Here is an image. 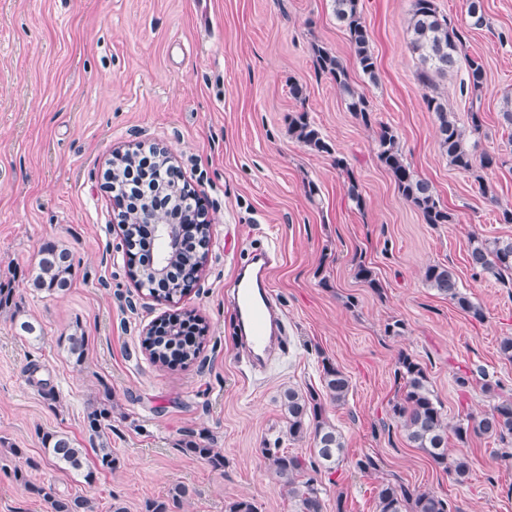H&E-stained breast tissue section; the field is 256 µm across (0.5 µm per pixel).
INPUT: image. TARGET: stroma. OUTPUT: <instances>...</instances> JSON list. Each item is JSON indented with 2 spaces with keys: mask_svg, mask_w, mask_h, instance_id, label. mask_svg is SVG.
Wrapping results in <instances>:
<instances>
[{
  "mask_svg": "<svg viewBox=\"0 0 512 512\" xmlns=\"http://www.w3.org/2000/svg\"><path fill=\"white\" fill-rule=\"evenodd\" d=\"M435 4L467 30L462 61L439 90L460 122L480 113L482 130L469 138L476 152L501 153L512 139L500 115L512 98V0H484L481 29L469 28L466 0ZM361 5L373 81L357 67L331 0H0V284L43 327L39 337L22 336L0 317V512H53L28 491L31 482L90 498L98 512L116 497L143 512L178 483L193 490L182 512H224L243 496L258 512H295L260 450L280 437L288 452L311 454V439L286 440L278 396L287 385L321 390L326 360L351 387L345 404L324 403L346 442L336 472L316 475L325 512H376L386 481L433 492L454 512H512V438L472 439L471 472L460 484L412 447L393 411L402 351L426 369L449 422L512 396V362L498 351L500 337L512 335V288L473 279L467 263L471 236L512 238V224L499 221L512 208V162L484 170L492 200L449 165L409 48L412 0ZM316 43L343 60L370 102L371 125L318 73ZM468 56L485 70L473 93L461 89ZM296 84L304 98H294ZM301 111L347 157L364 209L348 201L331 159L291 135L289 117ZM381 123L397 131L407 163L432 183L453 223L426 224L401 198L376 157ZM140 144L175 159L212 224L199 281L170 301L129 277L104 187L113 153ZM49 241L73 259L70 287L53 294L28 285ZM269 248L278 252L271 292L288 334L267 369L254 372L237 339L233 281L238 263ZM360 261L380 290L356 278ZM436 263L455 271L484 321L426 285L423 271ZM190 310L206 327L198 359L154 363L143 345L148 327ZM394 321L403 325L397 336L387 332ZM76 328L86 338L79 364L66 350ZM463 374L475 383L459 387ZM106 390L119 465L88 482L49 462L41 436L60 431L90 447L87 405ZM190 430L213 437L223 468L181 452ZM366 458L375 468L359 470ZM29 459L35 468L17 481Z\"/></svg>",
  "mask_w": 512,
  "mask_h": 512,
  "instance_id": "35a3bbf8",
  "label": "stroma"
}]
</instances>
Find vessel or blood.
<instances>
[{
  "label": "vessel or blood",
  "instance_id": "b4317fda",
  "mask_svg": "<svg viewBox=\"0 0 512 512\" xmlns=\"http://www.w3.org/2000/svg\"><path fill=\"white\" fill-rule=\"evenodd\" d=\"M272 258L269 252L242 265L236 275V305L256 365H264L272 349L269 326L272 312L267 288Z\"/></svg>",
  "mask_w": 512,
  "mask_h": 512
}]
</instances>
